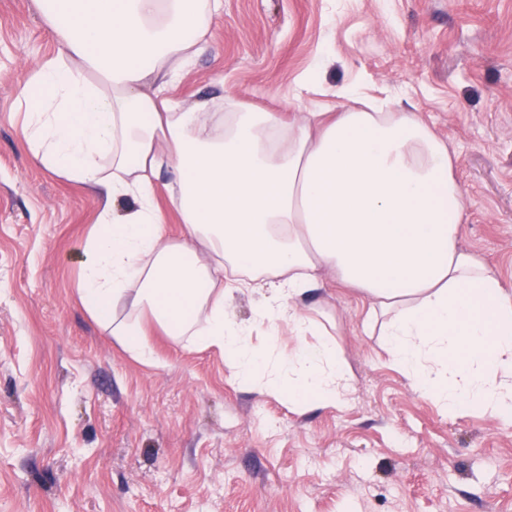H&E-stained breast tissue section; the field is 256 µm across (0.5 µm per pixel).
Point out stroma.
Here are the masks:
<instances>
[{
	"label": "stroma",
	"mask_w": 512,
	"mask_h": 512,
	"mask_svg": "<svg viewBox=\"0 0 512 512\" xmlns=\"http://www.w3.org/2000/svg\"><path fill=\"white\" fill-rule=\"evenodd\" d=\"M209 37L169 91L188 106L398 95L454 151L461 246L512 282V0H223ZM57 49L32 0H0V512H512V428L420 396L356 291L298 301L351 375L341 406L302 412L153 324L142 364L88 314L100 198L34 162L17 110Z\"/></svg>",
	"instance_id": "1"
}]
</instances>
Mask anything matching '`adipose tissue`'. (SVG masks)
<instances>
[{
  "mask_svg": "<svg viewBox=\"0 0 512 512\" xmlns=\"http://www.w3.org/2000/svg\"><path fill=\"white\" fill-rule=\"evenodd\" d=\"M34 6L58 52L21 92L26 144L41 167L104 192L79 297L135 359L155 361L148 319L173 342L219 348L240 381L295 410L340 405V354L326 338L305 344L314 326L296 304L329 275L369 299L422 396L512 427V284L460 246L464 192L424 121L352 108L286 117L229 96L181 107L164 91L210 50L222 0ZM161 188L181 216L174 240ZM243 288L269 291L250 327L226 311ZM282 322L299 340L286 352ZM256 327L265 349L252 344Z\"/></svg>",
  "mask_w": 512,
  "mask_h": 512,
  "instance_id": "1",
  "label": "adipose tissue"
}]
</instances>
